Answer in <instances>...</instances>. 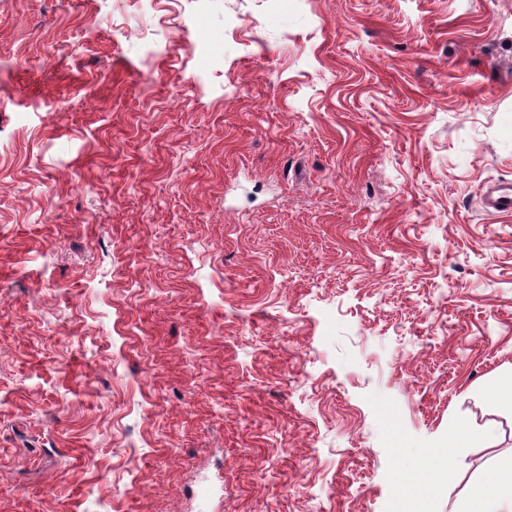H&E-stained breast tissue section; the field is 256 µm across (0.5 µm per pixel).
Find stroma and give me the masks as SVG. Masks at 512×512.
Returning <instances> with one entry per match:
<instances>
[{
	"label": "stroma",
	"mask_w": 512,
	"mask_h": 512,
	"mask_svg": "<svg viewBox=\"0 0 512 512\" xmlns=\"http://www.w3.org/2000/svg\"><path fill=\"white\" fill-rule=\"evenodd\" d=\"M498 179L512 0H0V512H463Z\"/></svg>",
	"instance_id": "35a3bbf8"
}]
</instances>
